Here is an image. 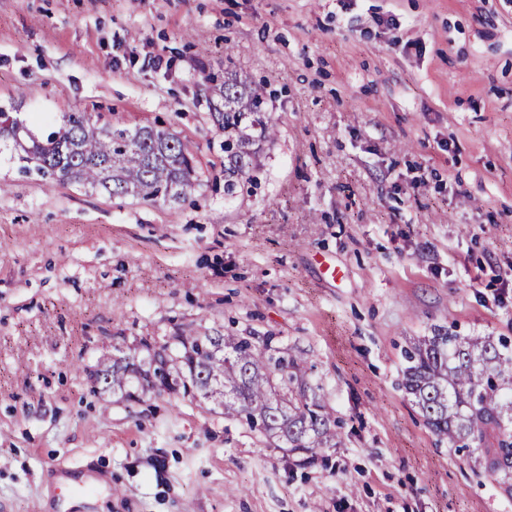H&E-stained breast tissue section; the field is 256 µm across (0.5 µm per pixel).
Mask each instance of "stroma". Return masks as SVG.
<instances>
[{
	"instance_id": "stroma-1",
	"label": "stroma",
	"mask_w": 512,
	"mask_h": 512,
	"mask_svg": "<svg viewBox=\"0 0 512 512\" xmlns=\"http://www.w3.org/2000/svg\"><path fill=\"white\" fill-rule=\"evenodd\" d=\"M227 68L275 131L242 177ZM0 112L163 127L198 176L149 204L24 177L0 138V512H512L402 389L433 328L512 338V0H0ZM189 334L301 357L338 446L93 389Z\"/></svg>"
}]
</instances>
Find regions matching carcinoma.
<instances>
[{"instance_id": "carcinoma-1", "label": "carcinoma", "mask_w": 512, "mask_h": 512, "mask_svg": "<svg viewBox=\"0 0 512 512\" xmlns=\"http://www.w3.org/2000/svg\"><path fill=\"white\" fill-rule=\"evenodd\" d=\"M220 99L214 115L224 129V152L243 174L256 141L271 135L263 101L237 75L210 87ZM8 134L19 147L20 170L52 183L80 184L112 196L145 202L177 201L194 188L196 170L181 139L166 130L119 124L97 127L84 112L44 137L28 135L19 120ZM181 359L154 355L144 370L125 357L97 370L93 382L123 391L132 378L142 387L200 395L224 408V415L277 448L314 452L337 445L336 418L308 388L297 358L246 338L177 336ZM404 392L427 425L456 451L477 455L490 474L512 471V340L461 337L438 328L404 351ZM491 448H475L488 431Z\"/></svg>"}]
</instances>
